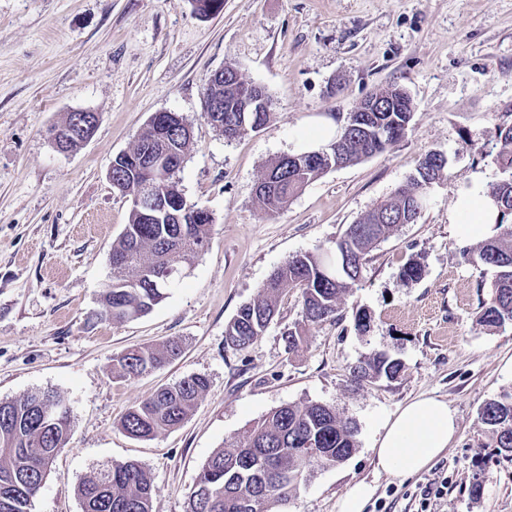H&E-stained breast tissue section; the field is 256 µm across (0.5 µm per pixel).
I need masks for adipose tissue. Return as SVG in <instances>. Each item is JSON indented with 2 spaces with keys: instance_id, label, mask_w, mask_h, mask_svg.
Returning a JSON list of instances; mask_svg holds the SVG:
<instances>
[{
  "instance_id": "1",
  "label": "adipose tissue",
  "mask_w": 512,
  "mask_h": 512,
  "mask_svg": "<svg viewBox=\"0 0 512 512\" xmlns=\"http://www.w3.org/2000/svg\"><path fill=\"white\" fill-rule=\"evenodd\" d=\"M500 211L479 183L459 190L451 222L464 240L482 239L493 234ZM457 417L444 400L423 397L403 407L385 425L375 448L378 470L398 478L424 469L453 441Z\"/></svg>"
}]
</instances>
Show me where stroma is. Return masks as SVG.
Segmentation results:
<instances>
[{"label":"stroma","mask_w":512,"mask_h":512,"mask_svg":"<svg viewBox=\"0 0 512 512\" xmlns=\"http://www.w3.org/2000/svg\"><path fill=\"white\" fill-rule=\"evenodd\" d=\"M227 65L265 87L275 112L232 141L206 122L202 104L208 77ZM381 86L403 89L415 105L403 137L264 213L255 188L267 164L298 152L306 131L344 124ZM78 109L98 113L99 126L58 153L47 130ZM164 110L192 127L178 178L186 198L215 217L209 246L150 312L100 321L93 313L111 277L112 243L131 209L108 171ZM509 127L512 0H224L207 18L192 0H0V401L52 390L72 417L30 512H81L77 485L126 461L151 472L154 512H186L216 449L271 410L308 402L350 421L358 448L308 476L287 512H340L361 482L372 490L364 512H512V456L498 454L478 418L485 400L512 392V324L477 325L495 272L464 257L449 221L462 185L512 177L498 162ZM436 151L448 159L447 178L414 223L370 251L336 320L308 327L288 348L285 331L302 321L291 292L254 344L225 346L227 323L277 266L331 248ZM410 261L423 268L413 283L401 277ZM171 338L183 343L177 360L114 377V356ZM378 351L401 360L400 374L354 384L352 368ZM190 375L209 385L180 427L146 440L123 431L128 409ZM430 396L455 409L454 443L412 477L377 471L386 420Z\"/></svg>","instance_id":"35a3bbf8"}]
</instances>
